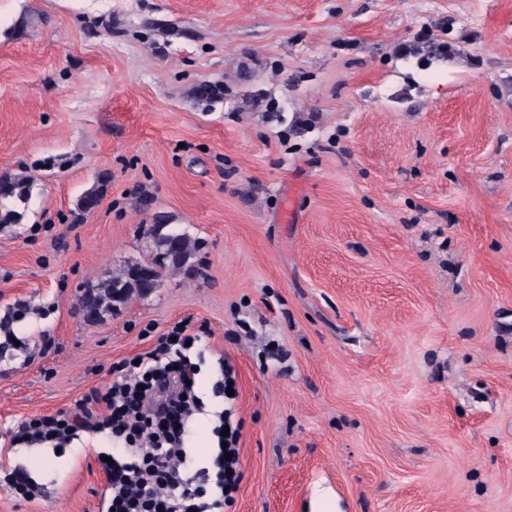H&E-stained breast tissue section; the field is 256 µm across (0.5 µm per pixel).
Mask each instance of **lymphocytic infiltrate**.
Instances as JSON below:
<instances>
[{
	"label": "lymphocytic infiltrate",
	"mask_w": 512,
	"mask_h": 512,
	"mask_svg": "<svg viewBox=\"0 0 512 512\" xmlns=\"http://www.w3.org/2000/svg\"><path fill=\"white\" fill-rule=\"evenodd\" d=\"M191 339L188 323H178L136 361L119 363V379L77 411L24 421L18 442L61 443L92 431L141 447L142 455L133 462L105 464L111 492L101 512H217L241 479L240 433L231 424V411H222L219 421L228 429L224 453L214 472L195 469L185 437L201 404L189 384L195 368L182 357Z\"/></svg>",
	"instance_id": "1"
}]
</instances>
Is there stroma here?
<instances>
[{
    "mask_svg": "<svg viewBox=\"0 0 512 512\" xmlns=\"http://www.w3.org/2000/svg\"><path fill=\"white\" fill-rule=\"evenodd\" d=\"M2 174L0 468L38 493L0 512H99L135 448L11 433L184 320L197 466L237 375L224 512H512V0H0ZM159 214L190 269L88 320ZM406 54L420 56L423 61L432 59L451 58L456 54L455 48L448 43H427L422 45L410 46ZM30 184L20 176H0V202L10 201L11 207L0 208V224H19L30 198Z\"/></svg>",
    "mask_w": 512,
    "mask_h": 512,
    "instance_id": "stroma-1",
    "label": "stroma"
}]
</instances>
